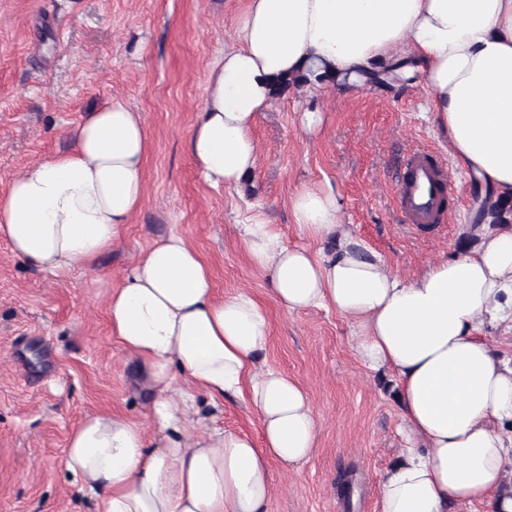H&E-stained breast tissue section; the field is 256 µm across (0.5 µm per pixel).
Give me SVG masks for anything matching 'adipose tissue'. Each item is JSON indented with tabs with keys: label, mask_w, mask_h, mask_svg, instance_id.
I'll return each instance as SVG.
<instances>
[{
	"label": "adipose tissue",
	"mask_w": 512,
	"mask_h": 512,
	"mask_svg": "<svg viewBox=\"0 0 512 512\" xmlns=\"http://www.w3.org/2000/svg\"><path fill=\"white\" fill-rule=\"evenodd\" d=\"M391 68L422 83L429 118L481 198L473 247L411 279L339 222L331 186L305 187L290 210L305 238L287 244L265 211L241 210L240 237L287 311L331 310L353 328L370 371L395 379L406 446L380 485V512H512V365L480 334L512 324V0H249L235 46L209 69L187 139L206 183L243 191L258 166L251 135L276 79L314 70L337 94ZM75 147L31 165L0 194V237L41 270L91 265L121 240L145 197L147 134L115 100L72 129ZM330 249H322V242ZM109 330L151 387L145 423L87 413L65 468L100 512H267L272 461L300 469L317 448L305 389L258 357L264 307L248 291L217 296L187 238L145 250L108 298ZM225 398L259 417V437L209 425Z\"/></svg>",
	"instance_id": "obj_1"
}]
</instances>
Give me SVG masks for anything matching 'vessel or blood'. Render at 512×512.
Returning a JSON list of instances; mask_svg holds the SVG:
<instances>
[{"label":"vessel or blood","mask_w":512,"mask_h":512,"mask_svg":"<svg viewBox=\"0 0 512 512\" xmlns=\"http://www.w3.org/2000/svg\"><path fill=\"white\" fill-rule=\"evenodd\" d=\"M451 191L448 168L435 154L417 151L407 155L405 174L396 187L399 208L406 223L444 222V202Z\"/></svg>","instance_id":"b4317fda"}]
</instances>
